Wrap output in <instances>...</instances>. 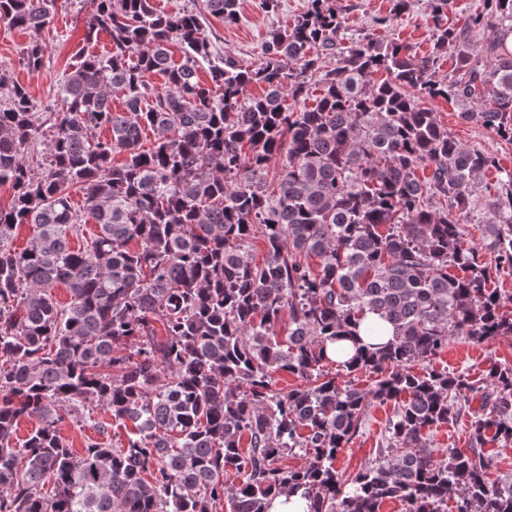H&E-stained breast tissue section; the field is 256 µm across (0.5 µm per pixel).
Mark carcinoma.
<instances>
[{"label": "carcinoma", "mask_w": 512, "mask_h": 512, "mask_svg": "<svg viewBox=\"0 0 512 512\" xmlns=\"http://www.w3.org/2000/svg\"><path fill=\"white\" fill-rule=\"evenodd\" d=\"M57 2L0 0V21L38 31ZM430 2L436 40L423 56L371 34L349 41L336 0H309L250 67L214 52L196 8L91 0L84 41L104 33L111 49L78 54L58 101L0 76V185L13 189L0 207V512H269L282 493L307 512L394 500L446 512L450 499L456 512H512V476H493L484 451L512 447V366L489 363L479 384L412 370L454 337H512V295L490 287L512 276V171L422 105L453 100L462 121L512 141V0H483L459 29L443 22L448 0ZM204 3L239 21L238 0ZM484 26L494 39L479 52L468 32ZM45 54L33 40L21 62L38 70ZM327 57L336 65L323 72ZM314 82L315 106L286 103ZM252 84L264 94L246 96ZM40 139L36 171L26 147ZM476 211L485 232L473 244ZM89 221L98 232L73 249ZM20 224L36 229L21 251L10 245ZM345 340L354 356H329ZM329 363L375 382L339 384ZM281 372L303 384L276 388ZM453 400L483 413L469 447L437 457L428 436L453 421ZM391 401L387 446L344 477L339 453L369 406ZM100 405L124 437L97 425L102 438L75 452L59 424ZM296 455L304 463L287 465Z\"/></svg>", "instance_id": "carcinoma-1"}]
</instances>
